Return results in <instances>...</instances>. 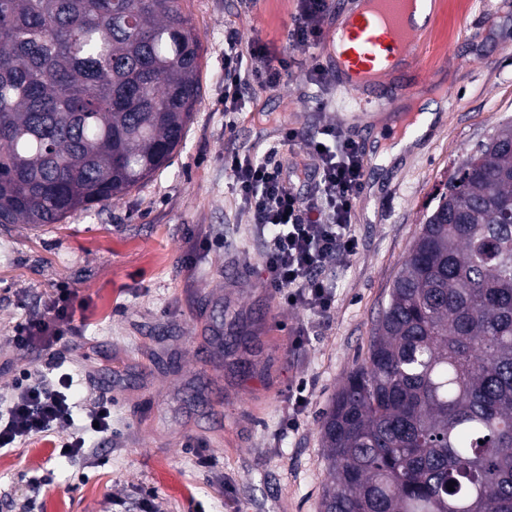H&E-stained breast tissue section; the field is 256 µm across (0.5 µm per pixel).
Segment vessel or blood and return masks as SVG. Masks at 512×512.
Wrapping results in <instances>:
<instances>
[{
	"mask_svg": "<svg viewBox=\"0 0 512 512\" xmlns=\"http://www.w3.org/2000/svg\"><path fill=\"white\" fill-rule=\"evenodd\" d=\"M337 12L339 22L326 36L331 70L338 86L366 88V97L356 102L358 111L388 107L397 96L408 95L409 67L420 44L414 37L400 38L406 29L401 0H383L378 10L340 0Z\"/></svg>",
	"mask_w": 512,
	"mask_h": 512,
	"instance_id": "obj_1",
	"label": "vessel or blood"
}]
</instances>
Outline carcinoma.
Returning <instances> with one entry per match:
<instances>
[{"label":"carcinoma","instance_id":"carcinoma-1","mask_svg":"<svg viewBox=\"0 0 512 512\" xmlns=\"http://www.w3.org/2000/svg\"><path fill=\"white\" fill-rule=\"evenodd\" d=\"M201 71L181 0H0V224L168 164ZM321 433V512H512V121L438 194Z\"/></svg>","mask_w":512,"mask_h":512}]
</instances>
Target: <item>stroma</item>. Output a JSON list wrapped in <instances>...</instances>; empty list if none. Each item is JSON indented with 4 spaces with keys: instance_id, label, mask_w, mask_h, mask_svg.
<instances>
[{
    "instance_id": "obj_1",
    "label": "stroma",
    "mask_w": 512,
    "mask_h": 512,
    "mask_svg": "<svg viewBox=\"0 0 512 512\" xmlns=\"http://www.w3.org/2000/svg\"><path fill=\"white\" fill-rule=\"evenodd\" d=\"M202 44V95L170 163L120 200L35 228L0 224V403L44 352L17 350L14 326L73 294L74 332L54 346L77 385L75 422L101 399L112 430L86 457L66 441L0 450V512H113L152 491L161 512H321L329 483L320 421L365 358L392 284L454 167L512 119V0H437L412 75L438 119L391 161L368 153L352 219L354 254L325 275L336 291L319 316L263 285L251 217L224 169L228 152L277 151L304 169L323 126L354 136L359 89L309 78L319 49L292 50L297 0H184ZM294 56L279 86H243L235 129L224 118V28ZM299 140L284 142L286 129ZM235 334L221 351L214 332ZM306 384V407L291 388ZM295 428H287L289 418ZM46 477L33 487L29 479Z\"/></svg>"
}]
</instances>
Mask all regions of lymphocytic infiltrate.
Wrapping results in <instances>:
<instances>
[{
    "instance_id": "lymphocytic-infiltrate-1",
    "label": "lymphocytic infiltrate",
    "mask_w": 512,
    "mask_h": 512,
    "mask_svg": "<svg viewBox=\"0 0 512 512\" xmlns=\"http://www.w3.org/2000/svg\"><path fill=\"white\" fill-rule=\"evenodd\" d=\"M329 0H298L287 39L295 49L321 45L322 22ZM224 112L232 116L244 85H278L290 69L287 59L270 57L259 40L242 41L234 27L224 30ZM314 173L306 192H297L287 158H257L232 152L224 156L241 204L252 218L254 232L264 249V285L283 301L323 315L330 311L335 293L325 269L346 254L355 253L351 232L356 200L365 182L363 154L356 142L335 127H322L319 136L305 143ZM72 321V297L55 298L47 311L35 314L13 330L12 342L22 351L50 349L66 339ZM75 380L59 362H48L37 384L16 386L0 417V448H14L34 437L73 427L67 440L68 457L86 453V437L112 425L107 401L96 403L82 425L73 420Z\"/></svg>"
}]
</instances>
